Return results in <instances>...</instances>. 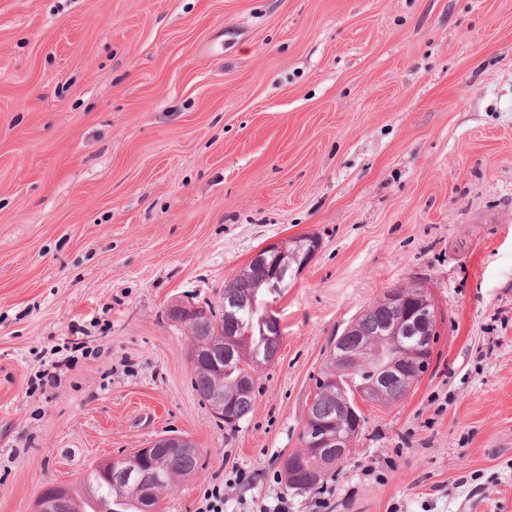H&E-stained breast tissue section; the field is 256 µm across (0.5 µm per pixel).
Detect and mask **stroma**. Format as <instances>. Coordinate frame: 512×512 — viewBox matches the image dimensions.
I'll use <instances>...</instances> for the list:
<instances>
[{
    "label": "stroma",
    "instance_id": "35a3bbf8",
    "mask_svg": "<svg viewBox=\"0 0 512 512\" xmlns=\"http://www.w3.org/2000/svg\"><path fill=\"white\" fill-rule=\"evenodd\" d=\"M304 235L229 430L168 308ZM418 279L428 371L289 490L330 343ZM168 433L161 512H512V0H0V512Z\"/></svg>",
    "mask_w": 512,
    "mask_h": 512
}]
</instances>
